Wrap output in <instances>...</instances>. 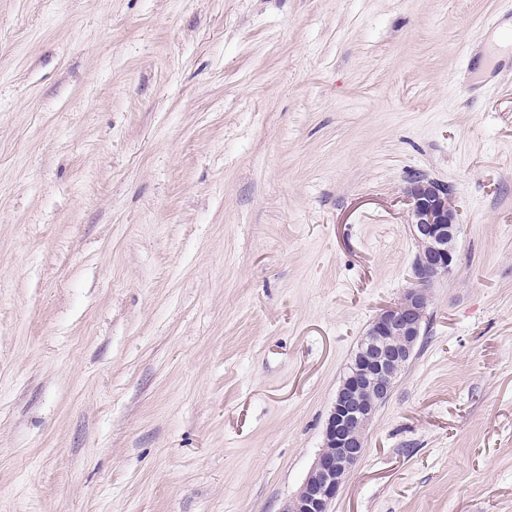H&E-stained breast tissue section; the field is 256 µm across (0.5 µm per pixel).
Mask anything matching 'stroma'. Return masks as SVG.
<instances>
[{
	"label": "stroma",
	"instance_id": "35a3bbf8",
	"mask_svg": "<svg viewBox=\"0 0 512 512\" xmlns=\"http://www.w3.org/2000/svg\"><path fill=\"white\" fill-rule=\"evenodd\" d=\"M512 0H0V512H279L369 323L454 272L331 512H512Z\"/></svg>",
	"mask_w": 512,
	"mask_h": 512
}]
</instances>
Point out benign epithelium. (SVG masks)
Instances as JSON below:
<instances>
[{
    "mask_svg": "<svg viewBox=\"0 0 512 512\" xmlns=\"http://www.w3.org/2000/svg\"><path fill=\"white\" fill-rule=\"evenodd\" d=\"M412 233L420 248L416 286L380 310L370 323L336 391L323 446L297 492L280 512H330L366 450V432L421 342L428 287L456 266L457 211L446 183L424 176L404 189Z\"/></svg>",
    "mask_w": 512,
    "mask_h": 512,
    "instance_id": "obj_1",
    "label": "benign epithelium"
}]
</instances>
